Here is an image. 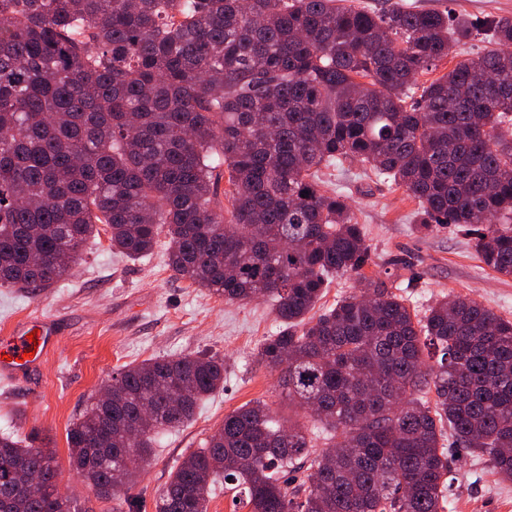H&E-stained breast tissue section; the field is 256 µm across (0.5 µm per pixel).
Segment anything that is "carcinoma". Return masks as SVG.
<instances>
[{
	"mask_svg": "<svg viewBox=\"0 0 512 512\" xmlns=\"http://www.w3.org/2000/svg\"><path fill=\"white\" fill-rule=\"evenodd\" d=\"M493 48L422 85L472 34ZM359 161L420 205L416 234L470 237L512 276V17L348 0H0V287L61 281L85 241L151 254L227 302H275L261 346L313 423L262 401L170 473L155 512H444L451 453L512 481V321L461 294L423 313L379 278L321 166ZM228 188L221 189V181ZM357 291L314 314L330 277ZM224 387L223 360L154 357L112 376L67 430L102 498L131 490L158 435ZM435 394L429 398L428 394ZM323 440L315 450L314 440ZM55 452L0 435V512H76ZM317 480L289 488L279 468ZM19 471L41 484L15 481ZM224 486L222 477L211 484L207 512H248V508L235 503V500H233L235 493L229 489H224Z\"/></svg>",
	"mask_w": 512,
	"mask_h": 512,
	"instance_id": "1",
	"label": "carcinoma"
}]
</instances>
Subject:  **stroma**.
<instances>
[{"label": "stroma", "mask_w": 512, "mask_h": 512, "mask_svg": "<svg viewBox=\"0 0 512 512\" xmlns=\"http://www.w3.org/2000/svg\"><path fill=\"white\" fill-rule=\"evenodd\" d=\"M413 9L482 18L512 16V0H397ZM366 231L373 261L364 273L397 286L411 308L424 311L446 294L476 299L512 320V277L477 257L464 235L445 229L414 234L419 205L391 181L352 163L331 173ZM167 239L132 260L113 253L107 233L90 239L69 276L46 288L0 287V328L19 319H54L60 336L28 384L0 381V433L55 451L58 490L81 512H112L69 462L67 429L108 384L132 363L158 356L205 353L224 361V386L206 399L193 420L166 432L132 490L133 512H154V497L191 451L203 447L229 411L266 402L279 420L303 421L288 403L278 373L261 361L263 340L280 327L270 299L227 303L176 278L167 265ZM445 512H512V482L501 480L487 458L452 464Z\"/></svg>", "instance_id": "stroma-1"}]
</instances>
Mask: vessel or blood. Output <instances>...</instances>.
I'll return each instance as SVG.
<instances>
[{"label":"vessel or blood","mask_w":512,"mask_h":512,"mask_svg":"<svg viewBox=\"0 0 512 512\" xmlns=\"http://www.w3.org/2000/svg\"><path fill=\"white\" fill-rule=\"evenodd\" d=\"M59 332L52 322L21 321L0 337V379L27 381L43 356L55 345Z\"/></svg>","instance_id":"obj_1"}]
</instances>
